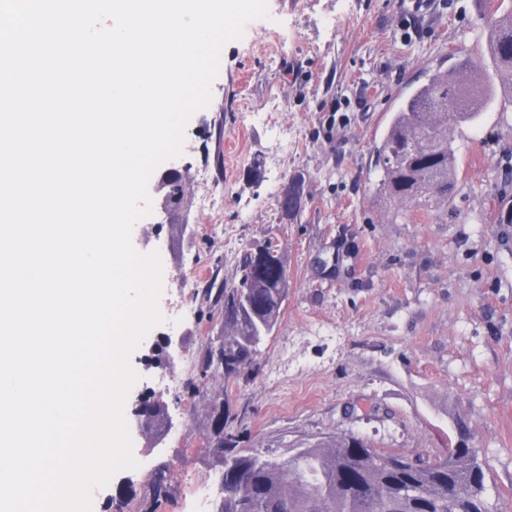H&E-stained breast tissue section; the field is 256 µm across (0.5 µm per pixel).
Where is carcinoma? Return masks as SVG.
<instances>
[{"mask_svg":"<svg viewBox=\"0 0 512 512\" xmlns=\"http://www.w3.org/2000/svg\"><path fill=\"white\" fill-rule=\"evenodd\" d=\"M486 31L479 59L463 50L449 69L433 72L415 88L390 120L372 149L379 172L377 191L414 211H430L448 201L456 188V151L448 122H471L495 100L512 94V0H476ZM172 210L181 209L186 182L177 176L164 184ZM302 198L293 177L278 205L294 216ZM255 255L242 258L240 278L217 289L224 301V382L251 365L257 348L275 327L288 289L278 287L285 265L251 272ZM167 405L158 403L146 430L164 429ZM460 440L444 457L411 460L376 449L360 436L341 434L280 460L266 448H241L227 432L212 445L221 464L217 512H487L485 472L479 449L456 423ZM149 488L156 509L173 495L172 477L157 470Z\"/></svg>","mask_w":512,"mask_h":512,"instance_id":"1","label":"carcinoma"}]
</instances>
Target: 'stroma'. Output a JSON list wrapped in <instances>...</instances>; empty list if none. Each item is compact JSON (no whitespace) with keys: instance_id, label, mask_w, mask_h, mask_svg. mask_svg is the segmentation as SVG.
<instances>
[{"instance_id":"35a3bbf8","label":"stroma","mask_w":512,"mask_h":512,"mask_svg":"<svg viewBox=\"0 0 512 512\" xmlns=\"http://www.w3.org/2000/svg\"><path fill=\"white\" fill-rule=\"evenodd\" d=\"M268 15L226 43L209 105L185 128L183 152L161 163L187 182L181 212L137 221L142 253L163 265L154 327L131 356L128 403L162 394L182 426L164 442L133 439L130 476L145 490L171 471L163 512H193L198 482H214L219 397L242 447L286 459L336 434H356L411 458L454 446L461 418L485 469L490 512H512V103L449 126L457 185L433 212L376 191L371 147L401 97L486 33L475 0H267ZM303 175L302 207L277 198ZM277 249L288 297L254 362L233 380L198 365L224 333L206 290L236 281L244 252ZM184 339L164 387L151 365L162 336Z\"/></svg>"}]
</instances>
